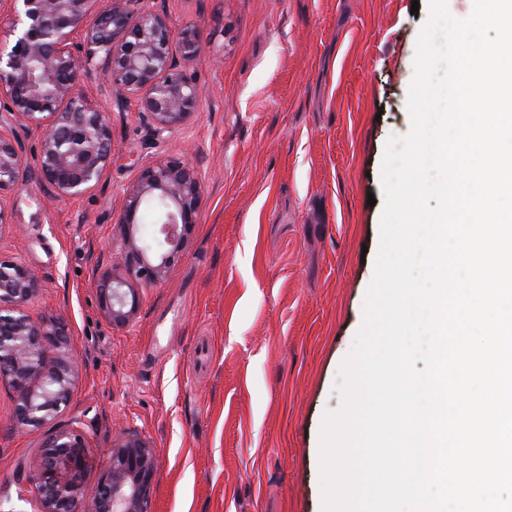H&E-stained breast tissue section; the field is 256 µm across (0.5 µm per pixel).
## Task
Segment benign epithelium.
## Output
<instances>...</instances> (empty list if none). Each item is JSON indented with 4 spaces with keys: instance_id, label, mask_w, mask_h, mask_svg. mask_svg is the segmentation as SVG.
Instances as JSON below:
<instances>
[{
    "instance_id": "obj_1",
    "label": "benign epithelium",
    "mask_w": 512,
    "mask_h": 512,
    "mask_svg": "<svg viewBox=\"0 0 512 512\" xmlns=\"http://www.w3.org/2000/svg\"><path fill=\"white\" fill-rule=\"evenodd\" d=\"M7 2L13 40L0 41V101L40 131L37 175L53 196H82L112 162L111 114L83 90L82 61H104L116 101L135 98L157 138L198 110L202 93L187 69L205 49L197 25L175 29L140 0ZM25 170L20 143L0 132V226L9 223L4 197L19 187ZM202 195L196 166L186 158L157 160L127 189L119 221L122 273H104L98 288L112 325L125 327L134 318L132 283L165 282L199 221ZM150 206L157 208L154 246L132 232ZM41 289L37 273L0 258V380L12 389L21 426H42L67 404L76 374L66 325L25 313ZM88 447L76 416L46 436L29 466L31 512H152L157 466L150 443L136 431L113 443L110 465L91 495L83 487Z\"/></svg>"
}]
</instances>
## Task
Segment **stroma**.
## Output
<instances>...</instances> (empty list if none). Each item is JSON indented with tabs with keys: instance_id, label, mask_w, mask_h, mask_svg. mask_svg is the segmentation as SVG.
Returning a JSON list of instances; mask_svg holds the SVG:
<instances>
[{
	"instance_id": "1",
	"label": "stroma",
	"mask_w": 512,
	"mask_h": 512,
	"mask_svg": "<svg viewBox=\"0 0 512 512\" xmlns=\"http://www.w3.org/2000/svg\"><path fill=\"white\" fill-rule=\"evenodd\" d=\"M198 25L202 90L184 125L153 139L116 107L99 60L82 88L112 113V162L76 199L49 200L40 134L14 129L26 173L8 195L0 257L43 282L38 321L67 323L77 376L58 423L82 417L93 493L129 430L157 458L153 512H322L319 429L363 322L384 209L381 168L407 110L428 0H151ZM190 157L200 218L165 283L138 288L125 327L98 302L141 169ZM375 204H368V197ZM0 382V512H29L21 478L46 433L17 424Z\"/></svg>"
}]
</instances>
